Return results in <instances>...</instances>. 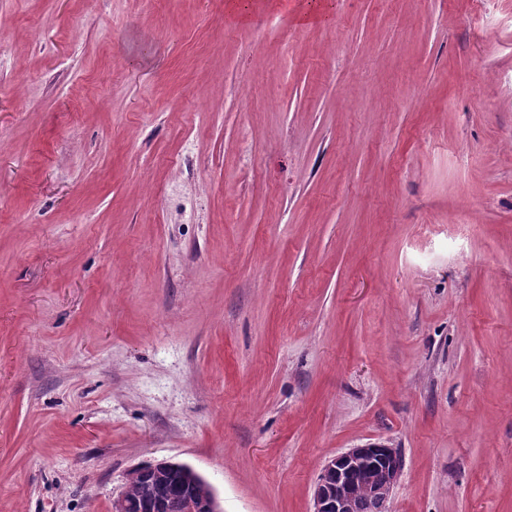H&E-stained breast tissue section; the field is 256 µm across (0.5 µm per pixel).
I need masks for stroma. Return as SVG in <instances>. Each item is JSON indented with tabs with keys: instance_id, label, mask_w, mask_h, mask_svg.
<instances>
[{
	"instance_id": "35a3bbf8",
	"label": "stroma",
	"mask_w": 512,
	"mask_h": 512,
	"mask_svg": "<svg viewBox=\"0 0 512 512\" xmlns=\"http://www.w3.org/2000/svg\"><path fill=\"white\" fill-rule=\"evenodd\" d=\"M309 2L0 0V512H512V0ZM371 448H351L325 463L314 490L313 512L343 511L345 497L349 493L350 508L347 512H378L375 499L363 485H357L349 492L352 482L358 479L372 488L373 495L381 501V510L388 511L387 503L400 475L402 462L396 461L384 468H365L361 462ZM152 467L161 472L181 471L197 486L198 491L197 495L193 497H183L190 495L194 491V487L187 484L177 474H164V478L158 480L154 474L138 475L131 472L127 483L128 495L136 506L142 507V512H157L152 511L156 508V503L152 501L151 497L159 495L166 498L181 496L170 500L169 512H223L212 485L188 464L161 460L153 462ZM151 489L152 495L149 496L148 492ZM128 495L124 491L112 501V512H131Z\"/></svg>"
}]
</instances>
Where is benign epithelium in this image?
<instances>
[{
	"label": "benign epithelium",
	"mask_w": 512,
	"mask_h": 512,
	"mask_svg": "<svg viewBox=\"0 0 512 512\" xmlns=\"http://www.w3.org/2000/svg\"><path fill=\"white\" fill-rule=\"evenodd\" d=\"M370 447L351 448L328 460L323 466L315 486L313 512H343L345 497L355 480L373 490V495L381 501V510H387L393 487L400 475L402 463L397 461L388 467L362 466L363 458ZM161 471H181L197 486V495L170 500L168 512H223V508L212 485L191 466L167 460L152 463Z\"/></svg>",
	"instance_id": "obj_1"
}]
</instances>
